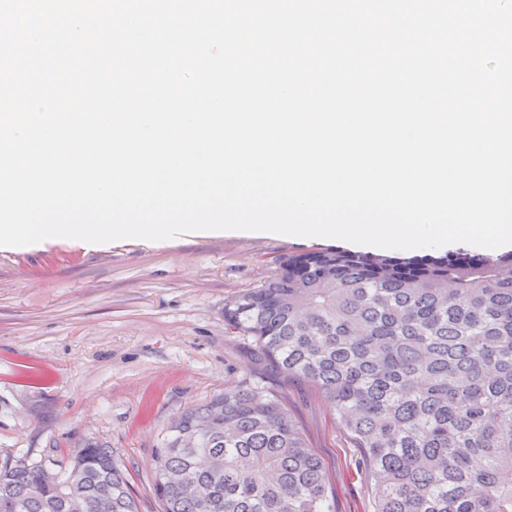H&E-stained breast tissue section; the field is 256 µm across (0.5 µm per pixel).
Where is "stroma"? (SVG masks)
Listing matches in <instances>:
<instances>
[{"label":"stroma","instance_id":"35a3bbf8","mask_svg":"<svg viewBox=\"0 0 512 512\" xmlns=\"http://www.w3.org/2000/svg\"><path fill=\"white\" fill-rule=\"evenodd\" d=\"M320 237L203 234L89 244L53 238L0 248V458L112 449L139 512H157L149 477L181 413L250 377L224 303L279 257ZM288 411L325 462L335 512H371L362 449L312 388L290 382Z\"/></svg>","mask_w":512,"mask_h":512}]
</instances>
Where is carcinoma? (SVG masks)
Here are the masks:
<instances>
[{
  "instance_id": "carcinoma-1",
  "label": "carcinoma",
  "mask_w": 512,
  "mask_h": 512,
  "mask_svg": "<svg viewBox=\"0 0 512 512\" xmlns=\"http://www.w3.org/2000/svg\"><path fill=\"white\" fill-rule=\"evenodd\" d=\"M253 369L305 380L364 451L373 512H512V253L282 256L224 303ZM162 512H333L320 457L259 379L181 413ZM0 512H139L112 449L0 462Z\"/></svg>"
}]
</instances>
